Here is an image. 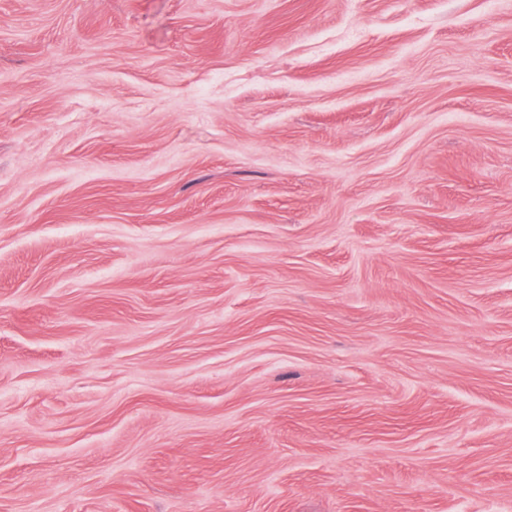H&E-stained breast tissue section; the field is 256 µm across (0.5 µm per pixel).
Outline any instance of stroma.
Instances as JSON below:
<instances>
[{"label": "stroma", "mask_w": 512, "mask_h": 512, "mask_svg": "<svg viewBox=\"0 0 512 512\" xmlns=\"http://www.w3.org/2000/svg\"><path fill=\"white\" fill-rule=\"evenodd\" d=\"M0 512H512V9L0 0Z\"/></svg>", "instance_id": "35a3bbf8"}]
</instances>
